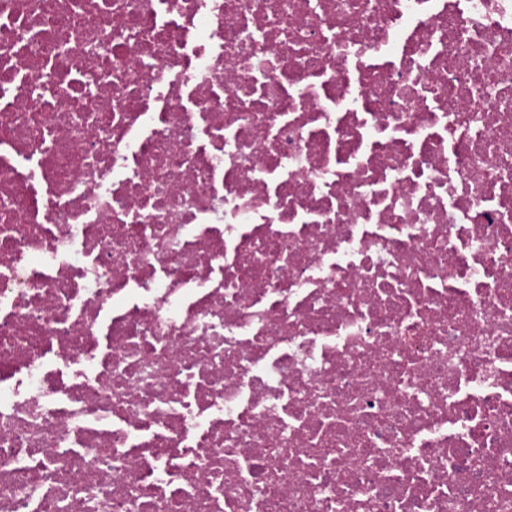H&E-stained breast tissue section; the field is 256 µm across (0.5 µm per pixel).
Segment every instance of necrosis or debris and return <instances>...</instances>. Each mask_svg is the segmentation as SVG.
<instances>
[{
  "instance_id": "4bbe7bcc",
  "label": "necrosis or debris",
  "mask_w": 512,
  "mask_h": 512,
  "mask_svg": "<svg viewBox=\"0 0 512 512\" xmlns=\"http://www.w3.org/2000/svg\"><path fill=\"white\" fill-rule=\"evenodd\" d=\"M0 512H512V0H0Z\"/></svg>"
}]
</instances>
